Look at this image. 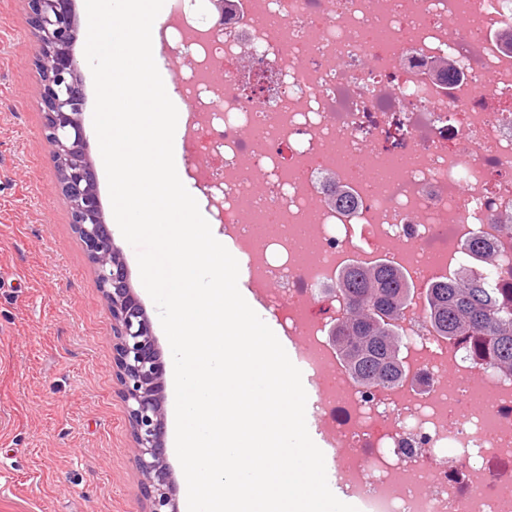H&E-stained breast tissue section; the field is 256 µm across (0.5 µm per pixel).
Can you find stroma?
Masks as SVG:
<instances>
[{"label": "stroma", "instance_id": "obj_1", "mask_svg": "<svg viewBox=\"0 0 512 512\" xmlns=\"http://www.w3.org/2000/svg\"><path fill=\"white\" fill-rule=\"evenodd\" d=\"M27 0H0V512H145L112 317L45 140ZM162 350L135 249L113 230Z\"/></svg>", "mask_w": 512, "mask_h": 512}]
</instances>
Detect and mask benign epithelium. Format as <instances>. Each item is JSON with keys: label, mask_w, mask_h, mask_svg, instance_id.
<instances>
[{"label": "benign epithelium", "mask_w": 512, "mask_h": 512, "mask_svg": "<svg viewBox=\"0 0 512 512\" xmlns=\"http://www.w3.org/2000/svg\"><path fill=\"white\" fill-rule=\"evenodd\" d=\"M77 25L74 0H29V32L39 45L41 107L46 139L61 169L60 191L85 245L112 315V351L142 476L148 512H178L176 483L166 451V363L149 317L133 291L127 264L103 219L95 165L82 120L86 94L71 47Z\"/></svg>", "instance_id": "benign-epithelium-1"}]
</instances>
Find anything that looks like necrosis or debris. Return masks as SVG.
I'll list each match as a JSON object with an SVG mask.
<instances>
[{
	"mask_svg": "<svg viewBox=\"0 0 512 512\" xmlns=\"http://www.w3.org/2000/svg\"><path fill=\"white\" fill-rule=\"evenodd\" d=\"M512 0H230L220 29L165 26L195 63L177 88L185 154L223 201L251 287L286 305L334 485L360 512H512V376L415 314L408 382L363 392L321 338L322 288L378 258L427 285L479 235L512 260ZM447 59L453 73L433 72ZM354 207L328 204L327 178Z\"/></svg>",
	"mask_w": 512,
	"mask_h": 512,
	"instance_id": "necrosis-or-debris-1",
	"label": "necrosis or debris"
}]
</instances>
